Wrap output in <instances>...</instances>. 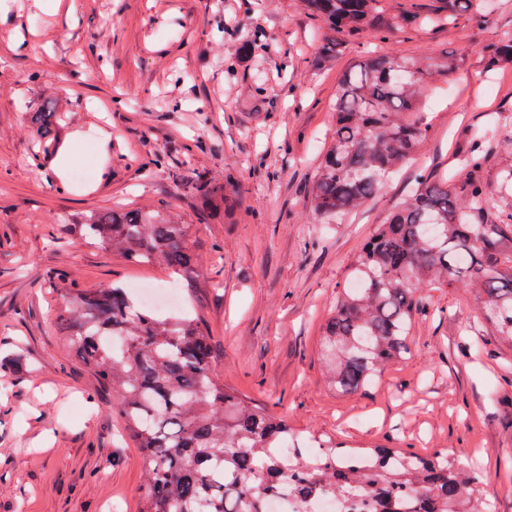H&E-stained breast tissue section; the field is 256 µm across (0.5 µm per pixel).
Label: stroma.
I'll list each match as a JSON object with an SVG mask.
<instances>
[{"instance_id":"1","label":"stroma","mask_w":512,"mask_h":512,"mask_svg":"<svg viewBox=\"0 0 512 512\" xmlns=\"http://www.w3.org/2000/svg\"><path fill=\"white\" fill-rule=\"evenodd\" d=\"M442 0H380L369 26L340 37L317 69L326 33L301 0H0V512H140L146 458L56 318L58 281L174 289L215 347L218 379L286 419L305 447L409 448L458 455L489 512H512V345L480 319L468 280L424 284L427 303L408 354L366 390L340 394L324 375L320 340L349 283L361 242L417 187L457 179L474 132L495 127L482 178L512 168V64L486 48L512 32V0L487 16L401 24ZM224 19L223 39L209 37ZM266 48L237 55L243 33ZM458 69L435 76L429 134L360 211L315 216L309 190L336 126L344 74L365 51ZM50 103L57 144L42 151L34 112ZM107 138L108 153L97 143ZM165 160L139 166L153 152ZM92 161L93 180L73 173ZM195 169L232 200L204 213L180 182ZM166 206L188 225L190 272L134 264L68 240L66 227L117 206Z\"/></svg>"}]
</instances>
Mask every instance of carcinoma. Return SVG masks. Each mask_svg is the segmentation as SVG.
<instances>
[{"label":"carcinoma","instance_id":"carcinoma-1","mask_svg":"<svg viewBox=\"0 0 512 512\" xmlns=\"http://www.w3.org/2000/svg\"><path fill=\"white\" fill-rule=\"evenodd\" d=\"M326 25L318 63L336 58V35L357 30L374 0H303ZM265 49L256 29L241 38ZM492 63L512 59V33L488 47ZM428 72L415 62L367 54L336 93V135L310 190L321 218L356 212L428 135L417 118ZM57 115L46 105L34 121L51 138ZM492 139L480 136L465 158L463 184L421 178L410 199L362 242L322 340L331 386L343 394L370 386L407 353L412 320L427 312L419 285L467 279L484 319L512 344V213L480 176ZM184 191L210 205L224 185L197 170ZM77 240L125 259L188 271L196 264L188 227L164 208L91 214ZM63 325L99 379L121 391L119 412L146 454L143 512H257L259 499L283 476L302 500L334 490L358 497L370 512H476V478L456 460L403 448L323 449L319 456L272 449L288 440V421L243 399L215 376L211 336L188 313L163 318L113 285L92 292L64 289Z\"/></svg>","mask_w":512,"mask_h":512}]
</instances>
